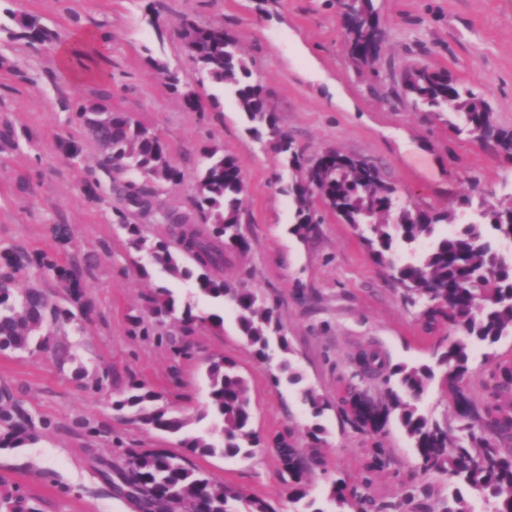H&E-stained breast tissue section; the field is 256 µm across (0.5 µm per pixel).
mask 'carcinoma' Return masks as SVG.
Wrapping results in <instances>:
<instances>
[{
  "label": "carcinoma",
  "instance_id": "carcinoma-1",
  "mask_svg": "<svg viewBox=\"0 0 512 512\" xmlns=\"http://www.w3.org/2000/svg\"><path fill=\"white\" fill-rule=\"evenodd\" d=\"M342 22L343 45L355 64L372 68L384 56L386 34L372 0H328ZM20 36L32 43H51L56 34L33 15L17 20ZM188 33L183 45L216 84L228 86L236 106L249 123L248 133L268 139L289 166L301 172L288 187L296 203L294 232L307 236L322 216L321 202L345 224L358 232L363 245L379 265L392 271L405 304L420 308L429 322L443 319L461 332L445 348H437L431 363L392 364L372 347L354 358L353 377L382 378L378 405L383 418L371 429L398 423L417 459L416 471L448 478V496L439 499L437 512H475L474 500L485 503L488 512H512V383L502 376L512 367L497 364L492 349L505 337H512V250L497 244L512 238V205L474 206L469 195L457 208L440 211L411 206L396 195L381 168L369 161L336 149L323 151L315 160L305 158L293 139L280 130L274 112L268 108L270 93L252 79L237 42L224 25H202L194 18L176 20ZM390 93L406 98L414 107L440 115L450 112L461 124H451L498 154L512 158V130L498 126L490 105L471 89L443 70L413 67L403 71ZM110 98L99 89L73 105L75 118L86 136L103 154L107 165L134 175L143 173L149 182L129 180L113 186L116 223L125 231L129 248L137 254L150 249L152 262L139 267L146 278L162 275L147 296L148 315L163 320L181 315L183 332L198 322L224 327L218 313L197 314V298L236 314L240 335L264 362L271 351L280 353L279 368L271 374L276 384L284 380L298 387L301 402L313 422L308 430L313 450L296 452L289 461L288 500L295 512H327L309 494L307 474L323 458L325 427L320 423L333 403L293 366L292 348L276 315L275 306L252 288L231 286L222 277L224 261L232 253L250 250L241 233V212L248 185L237 158L220 146L206 151L196 177L192 210L171 212L163 219L176 226L181 242L194 253L172 248L168 240L145 237L140 225L128 221L134 212L146 217L154 208L158 188L177 183L183 173L170 162L166 143L155 131L123 112H96V103ZM40 276H57L71 301L80 297L76 273L63 269L51 253L36 261ZM187 281L192 291L179 299L168 282ZM74 313L53 304L38 288H16L12 280H0V350L34 352L52 348L49 324L70 321ZM173 356L191 355V346L181 336H161ZM488 349L484 360L497 369L491 380L474 375L470 361L474 348ZM207 399L193 418L176 414L158 391L133 383L113 402L117 411L127 412L131 423L152 427L181 437L185 454L166 448H127L124 463L98 460L102 480L124 497L138 502L141 512H277L264 498L211 480L192 462L196 456L251 457L260 442L252 429L248 384L236 364L223 357L213 358L206 367ZM441 377L448 402L466 385L478 406L467 417L456 415L457 425L439 420L423 408L432 383ZM37 437L32 417L24 414L12 395L0 394V448H20ZM325 498L332 512H402L413 501L377 505L343 479L332 481ZM0 512H37L17 491L0 492Z\"/></svg>",
  "mask_w": 512,
  "mask_h": 512
}]
</instances>
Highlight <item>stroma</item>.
Masks as SVG:
<instances>
[{"label":"stroma","mask_w":512,"mask_h":512,"mask_svg":"<svg viewBox=\"0 0 512 512\" xmlns=\"http://www.w3.org/2000/svg\"><path fill=\"white\" fill-rule=\"evenodd\" d=\"M155 2L158 25L146 6ZM387 32L385 60L393 71L413 66L445 70L490 104L496 123L512 129V0H374ZM30 14L57 35L43 45L21 38L18 16ZM189 14L203 24H223L237 41L255 79L269 90L279 127L308 156L337 149L381 165L398 195L422 208L451 210L478 189L486 202L512 200V159L475 138L455 134L444 119L418 112L409 102L372 92L375 76L354 66L343 48L339 18L325 0H0V126L15 142L0 145V272L23 252H57L63 267L78 265L83 296L70 304L76 321L56 332L75 362L59 364L42 352L0 353V392L9 391L36 421L48 422L21 448L0 449V485L18 489L39 512H136L93 468L96 458L117 459L121 448H165L181 453L176 436L133 424L112 401L137 382L161 392L178 413L194 415L206 400L204 369L210 358L234 361L247 379L253 429L261 441L249 459L196 458L209 478L263 497L279 512H292L276 448L288 440L310 447V420L296 388L273 384L239 336L231 309L224 329L197 324L188 335L192 355L173 357L153 337L132 333L155 282L138 275L113 219L112 179L74 120L70 103L89 96L97 80H74L58 49L78 34L105 35L85 67L104 70L112 109L161 136L181 182L160 188L169 210L191 206L194 181L207 147L218 145L239 161L248 183L241 229L251 248L229 255L228 282L255 289L275 304L304 381L338 401L351 358L369 343L391 362H427L438 345L454 340L447 324L427 325L404 306L389 268L373 261L351 225L324 212L316 232L292 233L295 179L283 157L255 141L223 87L205 79L172 26ZM163 58L180 76L169 89L150 58ZM197 93L205 111L187 108L185 91ZM83 143L77 161L61 140ZM68 232L57 245L54 225ZM87 374L76 378V366ZM325 464L308 477L319 497L329 483L370 478L376 502H396L416 460L396 424L375 433L357 428L341 409L322 419ZM389 466L373 470L376 449Z\"/></svg>","instance_id":"35a3bbf8"}]
</instances>
